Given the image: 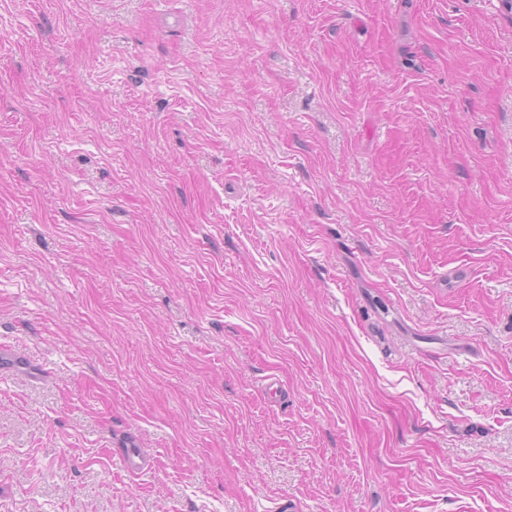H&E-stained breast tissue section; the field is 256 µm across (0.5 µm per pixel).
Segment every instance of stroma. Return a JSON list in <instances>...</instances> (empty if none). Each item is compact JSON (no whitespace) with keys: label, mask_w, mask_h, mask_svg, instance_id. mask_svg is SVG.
<instances>
[{"label":"stroma","mask_w":512,"mask_h":512,"mask_svg":"<svg viewBox=\"0 0 512 512\" xmlns=\"http://www.w3.org/2000/svg\"><path fill=\"white\" fill-rule=\"evenodd\" d=\"M1 346L0 512H512V0H0ZM122 458L130 474L136 475L151 468V463L145 454L133 444H127L126 448H123Z\"/></svg>","instance_id":"obj_1"}]
</instances>
